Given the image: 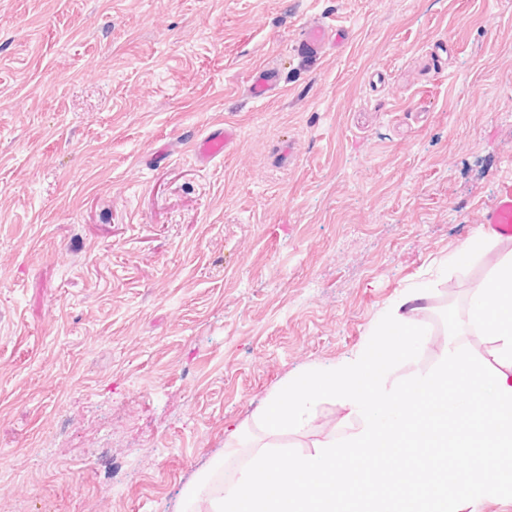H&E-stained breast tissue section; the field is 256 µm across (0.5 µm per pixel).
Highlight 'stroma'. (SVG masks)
Listing matches in <instances>:
<instances>
[{
	"instance_id": "obj_1",
	"label": "stroma",
	"mask_w": 512,
	"mask_h": 512,
	"mask_svg": "<svg viewBox=\"0 0 512 512\" xmlns=\"http://www.w3.org/2000/svg\"><path fill=\"white\" fill-rule=\"evenodd\" d=\"M321 16L353 39L301 61ZM508 178L512 0H0V512H175L214 462L350 431L254 414L406 292L427 333L388 383L437 365L512 254H461ZM278 84V71L274 67L258 69L251 77L248 95L253 99H264L273 94ZM235 138V128L228 124H221L192 139L190 146L195 157L201 163L208 164L217 158L223 157Z\"/></svg>"
}]
</instances>
